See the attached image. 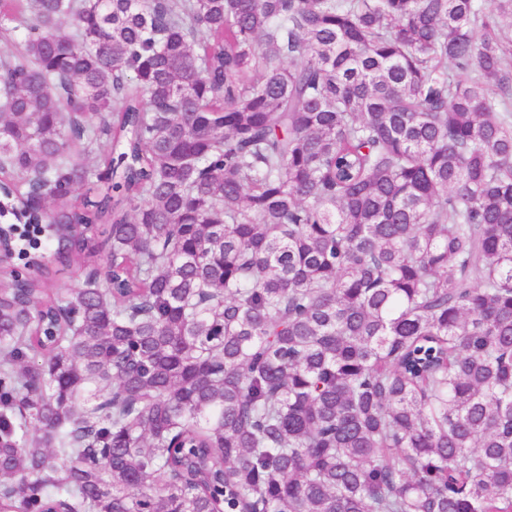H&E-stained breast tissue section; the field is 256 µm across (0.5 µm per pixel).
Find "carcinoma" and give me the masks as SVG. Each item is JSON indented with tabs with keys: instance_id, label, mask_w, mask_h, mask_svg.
<instances>
[{
	"instance_id": "obj_1",
	"label": "carcinoma",
	"mask_w": 512,
	"mask_h": 512,
	"mask_svg": "<svg viewBox=\"0 0 512 512\" xmlns=\"http://www.w3.org/2000/svg\"><path fill=\"white\" fill-rule=\"evenodd\" d=\"M504 16L0 0V512H512Z\"/></svg>"
}]
</instances>
